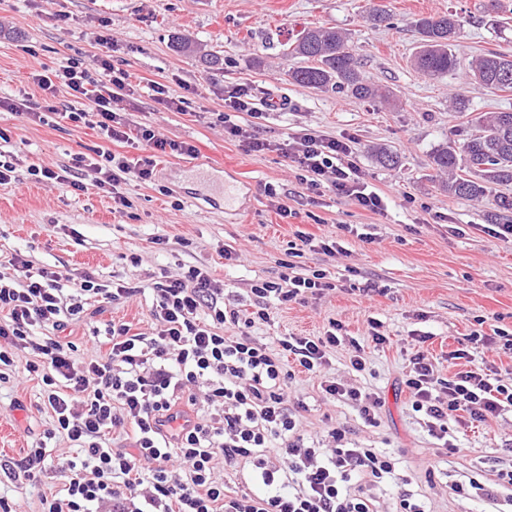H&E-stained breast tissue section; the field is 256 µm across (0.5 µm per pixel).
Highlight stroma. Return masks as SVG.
Instances as JSON below:
<instances>
[{"instance_id":"1","label":"stroma","mask_w":512,"mask_h":512,"mask_svg":"<svg viewBox=\"0 0 512 512\" xmlns=\"http://www.w3.org/2000/svg\"><path fill=\"white\" fill-rule=\"evenodd\" d=\"M376 5L391 13L389 25L366 22ZM447 12L460 25L457 52L463 59L505 47L512 38L510 30L496 36L480 0H9L0 6V98L38 107L43 93L32 72L106 52L140 87L125 108L169 138L195 145L197 153L158 158L152 180H131L124 189L130 206L120 218L106 194L36 182L29 168L57 170L76 155L106 149L132 157L135 149L110 144L98 129L54 114L39 122L0 112V153L12 156L15 166L11 184L0 186V255L18 253L73 278L89 272L108 283L142 287L129 302L90 307L83 321L71 325L69 338L82 357L92 352L86 342L92 328L120 322L135 332L150 331L149 288L160 270L206 265L244 309L257 282L279 279L291 268L327 274L335 290L278 306L271 323L253 334L318 336L336 320L346 336L360 340L378 327L390 343L367 349L365 373L350 369L343 346L331 354L327 373L381 391L385 404L379 426H367L355 408L326 400L316 379L297 374L290 395L306 406V433L320 437L344 424L362 447L397 450L398 468L419 494L427 490L426 469L434 468L437 512H512V489L499 488L493 502L468 488L471 479L486 480L512 466L506 448L512 409L467 430L460 453L441 454L409 408L401 383L419 349L443 378L455 372L448 353L456 349H471L476 362L512 370V350L475 349L469 341L477 329L512 335V238L494 233L501 189L477 200L448 196L430 163L435 148L467 132L464 116L451 105L454 94L471 111L488 113L512 111V92L488 89L462 70L432 80L413 69L415 19ZM307 26L347 32L365 76L390 89L392 101L364 102L289 83L285 45ZM105 36L111 48H103ZM183 39L194 44V53L177 50ZM153 81L183 97V112L158 111L145 92ZM236 83L251 85L259 99L282 103L257 128L269 150L246 151L224 133L218 118L224 89ZM304 129L355 139L364 180L387 194V209L365 211L328 186L307 196L295 163L277 149ZM375 143L395 151L398 165L376 163L368 150ZM406 192L411 200H403ZM281 204L291 209L290 217L279 215ZM301 232L335 239L337 252H291L289 244ZM40 393V384L21 368L0 382V457L20 458L49 428ZM62 481L51 471L23 489L5 482L0 496L13 500L18 512H38L41 497Z\"/></svg>"}]
</instances>
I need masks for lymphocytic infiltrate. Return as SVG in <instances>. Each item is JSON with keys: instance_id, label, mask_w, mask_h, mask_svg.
Segmentation results:
<instances>
[{"instance_id": "obj_1", "label": "lymphocytic infiltrate", "mask_w": 512, "mask_h": 512, "mask_svg": "<svg viewBox=\"0 0 512 512\" xmlns=\"http://www.w3.org/2000/svg\"><path fill=\"white\" fill-rule=\"evenodd\" d=\"M31 79L44 94L42 111L99 128L109 142L143 147L137 159L112 152L99 160L76 156L72 173L36 165L30 170L74 192L93 187L106 193L113 213L124 214V185L151 179L158 156L196 152L118 110L134 88L107 55L88 65L67 58ZM61 86L82 100V109L57 106ZM278 148L294 159L306 191L317 195L328 185L362 209L386 208V195L363 180L353 139L305 129ZM332 288L323 274L288 273L254 284L253 308L243 315L226 306L224 283L208 267L165 270L152 288V332L109 324L91 336L94 355L80 359L65 330L82 321L90 305L131 299L138 288L88 273L66 288L58 272L12 255L0 262V339L9 343L0 348V367L21 361L40 377L52 426L23 457L0 458V478L22 486L51 469L64 472L62 488L42 498L41 512H432L407 490L391 455L354 446L341 426L323 441L307 436L302 405L288 396L294 372L314 376L326 399L352 405L365 423L377 426L379 393L324 372L333 350L344 344L351 369L365 371L366 344L343 336L336 321L321 336L263 342L251 334L255 324L270 322L273 305ZM402 384L429 436L452 454L459 448L448 438L450 425L485 423L512 407V371L473 365L443 379L419 352ZM127 427L130 444L113 446V433ZM57 441L71 454L57 455ZM220 468L248 472L252 489L226 491L216 477ZM385 481L400 487L386 510L376 494Z\"/></svg>"}]
</instances>
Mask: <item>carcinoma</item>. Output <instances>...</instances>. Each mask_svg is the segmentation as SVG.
Returning <instances> with one entry per match:
<instances>
[{
	"label": "carcinoma",
	"mask_w": 512,
	"mask_h": 512,
	"mask_svg": "<svg viewBox=\"0 0 512 512\" xmlns=\"http://www.w3.org/2000/svg\"><path fill=\"white\" fill-rule=\"evenodd\" d=\"M420 45L414 67L433 78H443L460 66L457 54L459 27L451 13L421 16L414 23ZM284 56L304 61L288 70L300 87L334 89L363 101L384 97L380 88L367 81L348 40L335 28H304L285 49ZM471 76L493 90H512V51L492 50L471 59ZM455 109L467 118L469 133L460 145L446 143L431 153L435 170L448 175L440 188L461 199H478L492 186L512 185V112L490 114L469 111L466 100L454 96Z\"/></svg>",
	"instance_id": "1"
}]
</instances>
